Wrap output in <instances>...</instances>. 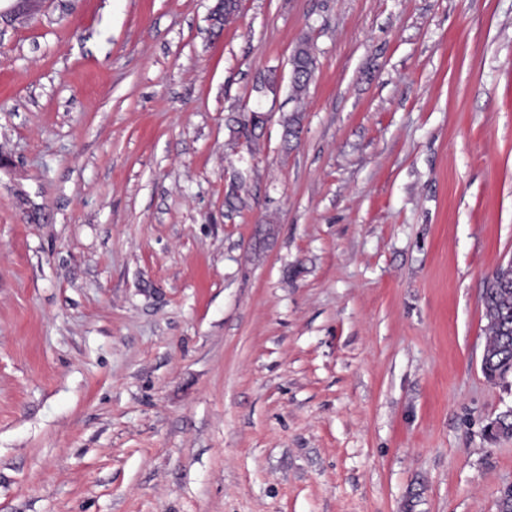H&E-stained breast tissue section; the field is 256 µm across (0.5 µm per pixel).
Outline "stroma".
<instances>
[{
	"mask_svg": "<svg viewBox=\"0 0 512 512\" xmlns=\"http://www.w3.org/2000/svg\"><path fill=\"white\" fill-rule=\"evenodd\" d=\"M218 2L0 0V512H497L512 0ZM487 320L484 369L505 380L512 374V265H501L487 280L482 295Z\"/></svg>",
	"mask_w": 512,
	"mask_h": 512,
	"instance_id": "1",
	"label": "stroma"
}]
</instances>
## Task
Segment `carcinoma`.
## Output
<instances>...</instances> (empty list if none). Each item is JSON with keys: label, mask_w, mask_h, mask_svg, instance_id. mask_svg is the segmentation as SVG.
<instances>
[{"label": "carcinoma", "mask_w": 512, "mask_h": 512, "mask_svg": "<svg viewBox=\"0 0 512 512\" xmlns=\"http://www.w3.org/2000/svg\"><path fill=\"white\" fill-rule=\"evenodd\" d=\"M315 58L307 41L298 44L291 66L300 72L314 68ZM487 320L484 369L500 380L512 374V265L500 266L487 280L482 295Z\"/></svg>", "instance_id": "cac0c4a2"}]
</instances>
